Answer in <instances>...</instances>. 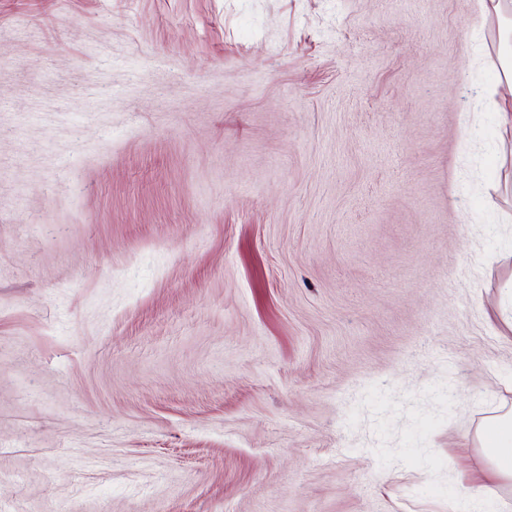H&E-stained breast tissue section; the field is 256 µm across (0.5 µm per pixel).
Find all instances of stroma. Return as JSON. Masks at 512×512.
<instances>
[{
  "mask_svg": "<svg viewBox=\"0 0 512 512\" xmlns=\"http://www.w3.org/2000/svg\"><path fill=\"white\" fill-rule=\"evenodd\" d=\"M478 0H0V512H448L512 409Z\"/></svg>",
  "mask_w": 512,
  "mask_h": 512,
  "instance_id": "1",
  "label": "stroma"
}]
</instances>
